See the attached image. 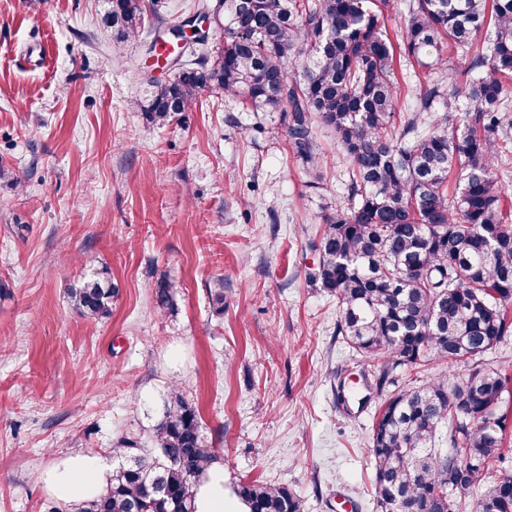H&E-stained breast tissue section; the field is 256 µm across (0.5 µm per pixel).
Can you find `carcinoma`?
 Segmentation results:
<instances>
[{
  "mask_svg": "<svg viewBox=\"0 0 512 512\" xmlns=\"http://www.w3.org/2000/svg\"><path fill=\"white\" fill-rule=\"evenodd\" d=\"M119 41L144 33V0H108ZM388 0H215L220 40L178 48L174 78L152 81L142 105L163 125L206 89L278 114L288 144L323 188L315 128L342 150L345 190L323 204L318 263L308 281L336 297V335L363 358L361 378L380 400L372 425L379 512H512L507 459L512 378L480 362L512 336V0H404L397 43L382 29ZM484 38H479L480 32ZM468 61L448 64V50ZM417 67L416 105L396 115L394 55ZM455 190L448 193V177ZM179 285L159 279L156 307L171 311ZM109 271L69 288L74 310L110 314ZM447 369L387 396L400 368ZM122 465L97 496L68 512H196V485L214 460L196 407L173 388L149 443L123 440ZM249 512H301L287 486L245 480Z\"/></svg>",
  "mask_w": 512,
  "mask_h": 512,
  "instance_id": "cac0c4a2",
  "label": "carcinoma"
}]
</instances>
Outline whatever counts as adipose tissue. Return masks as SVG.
<instances>
[{"mask_svg": "<svg viewBox=\"0 0 512 512\" xmlns=\"http://www.w3.org/2000/svg\"><path fill=\"white\" fill-rule=\"evenodd\" d=\"M105 460L95 454L68 458L43 477L47 491L61 501L87 499L100 493L107 478Z\"/></svg>", "mask_w": 512, "mask_h": 512, "instance_id": "obj_1", "label": "adipose tissue"}]
</instances>
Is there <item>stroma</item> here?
<instances>
[{
	"label": "stroma",
	"mask_w": 512,
	"mask_h": 512,
	"mask_svg": "<svg viewBox=\"0 0 512 512\" xmlns=\"http://www.w3.org/2000/svg\"><path fill=\"white\" fill-rule=\"evenodd\" d=\"M197 0H155L145 36L119 42L107 0H0V512H58L40 480L78 454L119 461L146 441L178 388L224 465L234 512L243 479L282 483L302 512H377L369 453L377 401L338 377L362 359L336 335L335 297L307 276L318 215L340 201L335 139L323 188L237 99L204 92L164 126L140 110L168 78L150 31ZM108 269L111 315L88 320L67 288ZM162 277L181 286L156 308ZM224 291L216 314L211 294Z\"/></svg>",
	"instance_id": "stroma-1"
}]
</instances>
